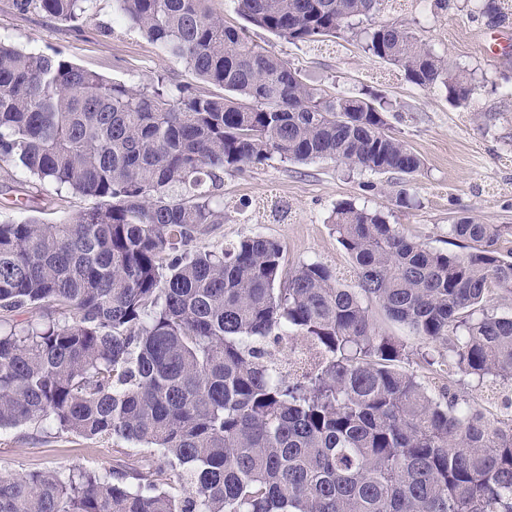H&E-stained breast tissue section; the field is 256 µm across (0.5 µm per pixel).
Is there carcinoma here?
Wrapping results in <instances>:
<instances>
[{"instance_id": "cac0c4a2", "label": "carcinoma", "mask_w": 512, "mask_h": 512, "mask_svg": "<svg viewBox=\"0 0 512 512\" xmlns=\"http://www.w3.org/2000/svg\"><path fill=\"white\" fill-rule=\"evenodd\" d=\"M88 0H20L65 22ZM213 0H113L118 18L224 89L126 86L64 57L0 44V161L94 200L60 224L0 222V429L48 423L107 439L134 463L0 473V512H512V417L490 419L401 366L375 302L445 350L428 364L512 384L503 230L460 217L462 253L432 250L378 212L329 216L354 283L321 262L286 273L247 237L197 252L224 223V172L330 159L413 177L423 160L386 131L371 92L325 97L224 24ZM244 20L318 43L367 19L363 48L458 106L470 75L403 25L390 0H234ZM489 23L505 0H475ZM41 309V322L19 320Z\"/></svg>"}]
</instances>
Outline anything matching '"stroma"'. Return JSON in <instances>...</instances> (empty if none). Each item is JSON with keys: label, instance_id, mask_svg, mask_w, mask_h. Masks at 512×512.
<instances>
[{"label": "stroma", "instance_id": "35a3bbf8", "mask_svg": "<svg viewBox=\"0 0 512 512\" xmlns=\"http://www.w3.org/2000/svg\"><path fill=\"white\" fill-rule=\"evenodd\" d=\"M213 6L226 25L245 28L251 43L274 51L322 93L334 96L365 87L378 92L386 103L388 131L404 140L424 167L407 178L331 160L293 163L275 156L262 165L225 172L219 190L224 221L199 236L195 250L208 251L259 234L280 243L286 267L321 262L346 273L351 259L327 222L333 208L343 202L381 212L408 238L434 250L461 252V241L448 229L462 216L509 227L502 245L512 249V23L494 26L474 17L472 0H448L443 11L431 9L428 0H413L397 13V21L422 44L447 53L479 82L478 98L463 108L451 105L442 89L424 90L407 82L395 67L366 54L360 38L348 34L322 48L292 43L246 26L233 0H214ZM0 41L27 51H62L78 66L131 86H145L161 77L198 94L222 92L145 34L116 21L112 0H92L76 23L33 8L21 10L16 0H0ZM403 192L410 198L406 207L397 204ZM90 205L84 197L57 196L52 186L34 183L18 164L0 162V222L33 216L54 224ZM372 314L386 335L407 340L410 349L402 366L416 372L432 391L447 390L488 416H507L502 398L491 397L487 383L450 377L427 366L425 355L437 354L438 345L420 344L405 324L390 319L380 306H373ZM75 465L111 468L110 442L43 427L0 430L2 473Z\"/></svg>", "mask_w": 512, "mask_h": 512}]
</instances>
